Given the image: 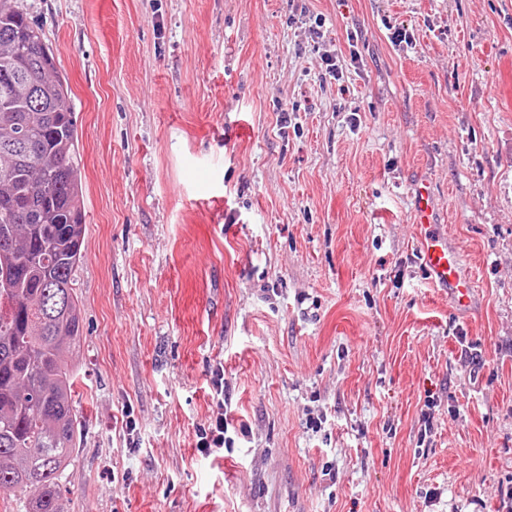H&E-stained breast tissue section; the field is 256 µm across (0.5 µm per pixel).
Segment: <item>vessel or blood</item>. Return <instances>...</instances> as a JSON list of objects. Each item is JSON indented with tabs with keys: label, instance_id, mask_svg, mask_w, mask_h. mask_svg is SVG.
<instances>
[{
	"label": "vessel or blood",
	"instance_id": "1",
	"mask_svg": "<svg viewBox=\"0 0 512 512\" xmlns=\"http://www.w3.org/2000/svg\"><path fill=\"white\" fill-rule=\"evenodd\" d=\"M413 222L417 230L418 249L433 286L447 289L459 309L471 303L474 275L463 269L458 253L449 245L446 234L435 220V209L429 183L417 190Z\"/></svg>",
	"mask_w": 512,
	"mask_h": 512
}]
</instances>
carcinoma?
<instances>
[{"label": "carcinoma", "mask_w": 512, "mask_h": 512, "mask_svg": "<svg viewBox=\"0 0 512 512\" xmlns=\"http://www.w3.org/2000/svg\"><path fill=\"white\" fill-rule=\"evenodd\" d=\"M71 91L42 30L0 0V491L61 512L76 447L68 355L82 319L74 276L85 215Z\"/></svg>", "instance_id": "1"}]
</instances>
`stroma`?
Wrapping results in <instances>:
<instances>
[{
	"label": "stroma",
	"mask_w": 512,
	"mask_h": 512,
	"mask_svg": "<svg viewBox=\"0 0 512 512\" xmlns=\"http://www.w3.org/2000/svg\"><path fill=\"white\" fill-rule=\"evenodd\" d=\"M17 3L81 155L61 512H512V0ZM219 365L245 432L206 456ZM413 223L416 224L418 249L430 283L448 288V295L463 310L471 303L474 275L463 269L459 254L448 244V236L440 231L435 220L430 185L423 181L418 187Z\"/></svg>",
	"instance_id": "35a3bbf8"
}]
</instances>
